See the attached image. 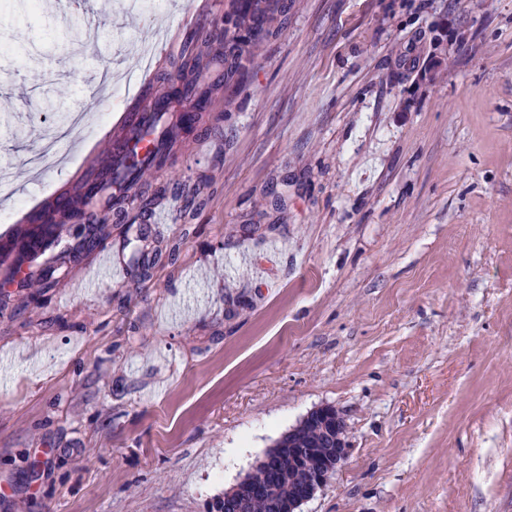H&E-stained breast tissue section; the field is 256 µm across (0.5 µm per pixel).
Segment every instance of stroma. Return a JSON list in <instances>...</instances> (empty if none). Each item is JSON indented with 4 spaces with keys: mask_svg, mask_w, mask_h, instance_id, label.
<instances>
[{
    "mask_svg": "<svg viewBox=\"0 0 512 512\" xmlns=\"http://www.w3.org/2000/svg\"><path fill=\"white\" fill-rule=\"evenodd\" d=\"M0 13V161L34 203L75 192L110 128L105 68L151 97L230 0H67ZM199 80L209 119L146 181L171 223L103 228L121 276L61 255L0 291V512H208L308 412L350 451L302 512H512V0H282ZM91 122L28 160L56 124ZM235 28H244L246 35L238 34V30L224 28V89L235 87L243 77L245 70L244 48L257 41H261L272 31L275 14L281 10L276 0H235ZM247 41V42H245ZM236 77V79H235Z\"/></svg>",
    "mask_w": 512,
    "mask_h": 512,
    "instance_id": "35a3bbf8",
    "label": "stroma"
}]
</instances>
